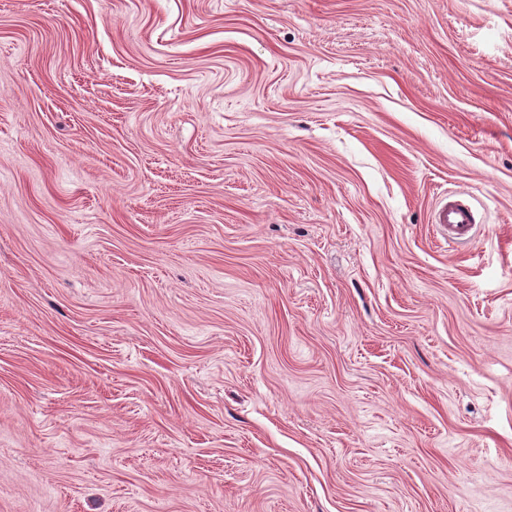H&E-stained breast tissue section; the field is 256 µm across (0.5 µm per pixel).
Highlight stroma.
<instances>
[{
	"instance_id": "35a3bbf8",
	"label": "stroma",
	"mask_w": 512,
	"mask_h": 512,
	"mask_svg": "<svg viewBox=\"0 0 512 512\" xmlns=\"http://www.w3.org/2000/svg\"><path fill=\"white\" fill-rule=\"evenodd\" d=\"M0 512H512V0H0ZM433 224L448 230L449 241L463 242L471 239L475 219L470 207L458 200H449L438 207Z\"/></svg>"
}]
</instances>
